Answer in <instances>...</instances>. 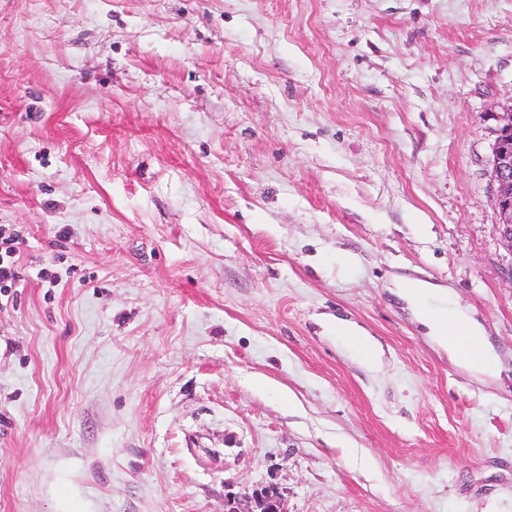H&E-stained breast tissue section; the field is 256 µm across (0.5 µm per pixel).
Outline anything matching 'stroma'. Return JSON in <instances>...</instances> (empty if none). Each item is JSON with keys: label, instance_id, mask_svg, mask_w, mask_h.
Here are the masks:
<instances>
[{"label": "stroma", "instance_id": "1", "mask_svg": "<svg viewBox=\"0 0 512 512\" xmlns=\"http://www.w3.org/2000/svg\"><path fill=\"white\" fill-rule=\"evenodd\" d=\"M509 107L512 0H0V512H512ZM497 126L492 147L491 182L497 210L501 243L512 252V146L503 139L512 133V107L496 113ZM19 238L16 236H5L0 231V288H13L21 280L17 266L13 261V255L17 251ZM431 289L426 282L408 279L397 291L413 307L429 335L451 356L475 372H491L493 349L482 326L456 304L448 303L432 309L427 302ZM463 343L470 346L469 353L463 352ZM336 335L349 340L352 343L360 344L361 358L367 364H374L378 360L377 349L361 341L354 326L344 321L336 322Z\"/></svg>", "mask_w": 512, "mask_h": 512}]
</instances>
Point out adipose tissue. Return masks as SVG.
Wrapping results in <instances>:
<instances>
[{"mask_svg": "<svg viewBox=\"0 0 512 512\" xmlns=\"http://www.w3.org/2000/svg\"><path fill=\"white\" fill-rule=\"evenodd\" d=\"M398 293L413 307L429 335L451 356L473 371L492 370L493 349L482 326L466 310L453 303L431 308L427 302L431 287L420 280H405Z\"/></svg>", "mask_w": 512, "mask_h": 512, "instance_id": "1", "label": "adipose tissue"}]
</instances>
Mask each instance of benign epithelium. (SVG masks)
<instances>
[{
  "instance_id": "benign-epithelium-1",
  "label": "benign epithelium",
  "mask_w": 512,
  "mask_h": 512,
  "mask_svg": "<svg viewBox=\"0 0 512 512\" xmlns=\"http://www.w3.org/2000/svg\"><path fill=\"white\" fill-rule=\"evenodd\" d=\"M496 121L491 159L492 195L499 216L500 241L512 252V146L504 141V136L512 133V107L496 113ZM255 503L257 512H281L273 489L264 491Z\"/></svg>"
}]
</instances>
